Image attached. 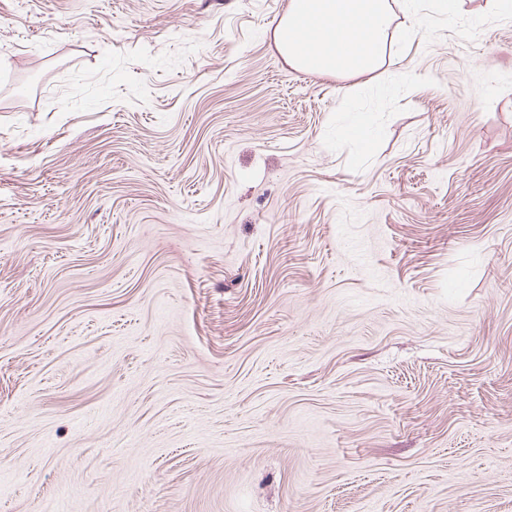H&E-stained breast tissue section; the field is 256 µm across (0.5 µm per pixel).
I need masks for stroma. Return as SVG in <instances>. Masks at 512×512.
<instances>
[{"label": "stroma", "instance_id": "1", "mask_svg": "<svg viewBox=\"0 0 512 512\" xmlns=\"http://www.w3.org/2000/svg\"><path fill=\"white\" fill-rule=\"evenodd\" d=\"M288 2L0 0V512H512V22Z\"/></svg>", "mask_w": 512, "mask_h": 512}]
</instances>
